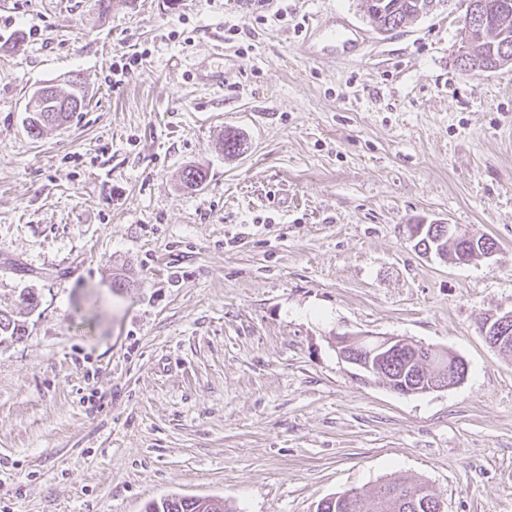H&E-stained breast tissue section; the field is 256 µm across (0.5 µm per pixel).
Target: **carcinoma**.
Wrapping results in <instances>:
<instances>
[{
  "label": "carcinoma",
  "instance_id": "obj_1",
  "mask_svg": "<svg viewBox=\"0 0 512 512\" xmlns=\"http://www.w3.org/2000/svg\"><path fill=\"white\" fill-rule=\"evenodd\" d=\"M433 2L435 0H363V7L376 28L387 33L433 11ZM482 2L486 15L485 27L475 31V57L496 69L512 65V0ZM76 95L85 98L82 79L77 75L70 79L69 91L57 92L52 111L41 114L40 118L29 123L30 132L37 136L46 126L67 119L61 109L71 103ZM433 229V234L422 239V242L430 246L434 254L441 253L451 259L469 248L466 239L448 241L445 225L435 224ZM25 335L22 313L0 310V337L19 340ZM452 358L453 353L439 349L425 360L415 354V347L410 344L386 359L372 362V376L401 394H421L436 378L439 364ZM419 487L421 484L407 479H389L366 492L348 490L324 497L318 502L316 512H432L429 506L416 509L401 497L383 493V489L393 488L411 496ZM144 512H224V503L207 497L171 496L147 502Z\"/></svg>",
  "mask_w": 512,
  "mask_h": 512
}]
</instances>
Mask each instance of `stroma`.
I'll list each match as a JSON object with an SVG mask.
<instances>
[{"mask_svg":"<svg viewBox=\"0 0 512 512\" xmlns=\"http://www.w3.org/2000/svg\"><path fill=\"white\" fill-rule=\"evenodd\" d=\"M329 10L358 45L309 60ZM464 12L382 34L361 0H0V309L40 296L0 342V512H315L394 477L512 512V356L480 328L512 310V65L460 72ZM74 73L86 108L33 136L28 93ZM412 224L498 251L444 262ZM358 332L467 377L393 392L339 358ZM467 367L463 360L457 359L454 364L448 366L440 373V382L428 392L448 389L459 385L466 376ZM224 503L207 497L171 496L149 501L144 512H224Z\"/></svg>","mask_w":512,"mask_h":512,"instance_id":"35a3bbf8","label":"stroma"}]
</instances>
